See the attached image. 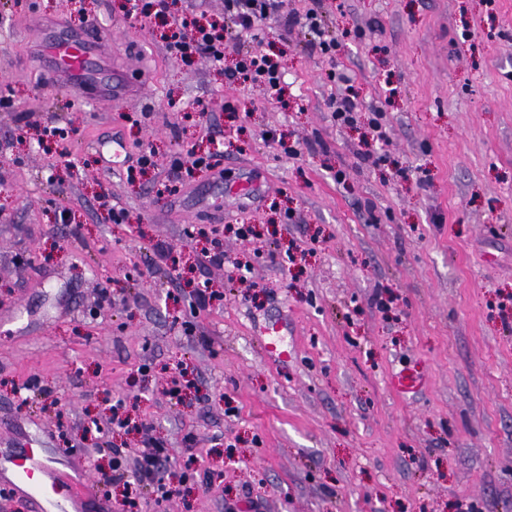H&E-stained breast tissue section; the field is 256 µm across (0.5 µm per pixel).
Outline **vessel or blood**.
Instances as JSON below:
<instances>
[{
  "mask_svg": "<svg viewBox=\"0 0 512 512\" xmlns=\"http://www.w3.org/2000/svg\"><path fill=\"white\" fill-rule=\"evenodd\" d=\"M90 41L80 37L59 43L56 62L70 74L79 75L90 55ZM55 447L52 430H38L24 440L0 439V485L24 497L30 512H75L97 490L90 477L60 480L55 461L64 456Z\"/></svg>",
  "mask_w": 512,
  "mask_h": 512,
  "instance_id": "b4317fda",
  "label": "vessel or blood"
}]
</instances>
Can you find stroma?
I'll list each match as a JSON object with an SVG mask.
<instances>
[{
  "mask_svg": "<svg viewBox=\"0 0 512 512\" xmlns=\"http://www.w3.org/2000/svg\"><path fill=\"white\" fill-rule=\"evenodd\" d=\"M123 2L0 0V415L24 434L63 407L80 458L58 467L94 476L139 445L109 422L126 400L174 467L193 453L213 475L141 512H512V0H320L332 59L267 22L244 46L280 55V98L170 56L167 25ZM90 33L97 84L123 71L127 101L50 67L48 44ZM346 77L359 112L339 126ZM228 101L242 130L215 170L158 194L172 155L228 134ZM51 116L67 158L17 130ZM144 145L156 166L129 180ZM215 245L227 264L202 265ZM204 281L221 299L194 317ZM272 324L287 360L263 348ZM179 364L195 388L174 404ZM409 368L420 386L395 391ZM29 380L50 395L22 412Z\"/></svg>",
  "mask_w": 512,
  "mask_h": 512,
  "instance_id": "stroma-1",
  "label": "stroma"
}]
</instances>
